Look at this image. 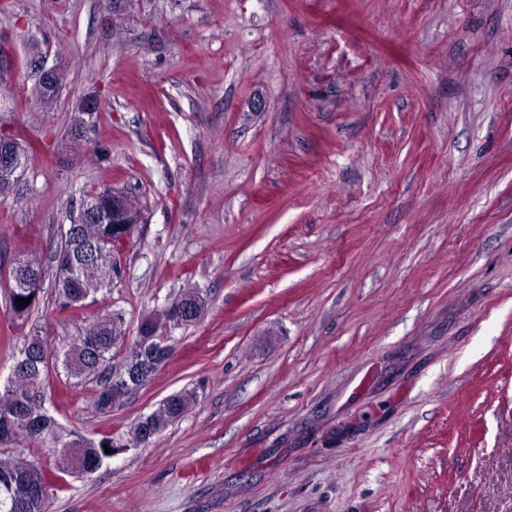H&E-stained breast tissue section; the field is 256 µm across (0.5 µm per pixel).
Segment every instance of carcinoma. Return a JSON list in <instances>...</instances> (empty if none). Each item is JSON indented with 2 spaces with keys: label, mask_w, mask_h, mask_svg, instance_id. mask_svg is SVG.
I'll list each match as a JSON object with an SVG mask.
<instances>
[{
  "label": "carcinoma",
  "mask_w": 512,
  "mask_h": 512,
  "mask_svg": "<svg viewBox=\"0 0 512 512\" xmlns=\"http://www.w3.org/2000/svg\"><path fill=\"white\" fill-rule=\"evenodd\" d=\"M82 203L112 214V189L105 188L90 193ZM135 225L83 224L76 237L65 238L64 246L51 253L54 288L59 311L82 307L101 292L97 288L98 267L88 262L93 251L102 246L110 253L103 263L120 274L118 247L132 239ZM8 298L6 308L15 319H27L39 306L45 280L44 265L35 257L14 260L7 272ZM199 289H186L181 297L165 309L144 314L139 321L136 335L127 336L124 319L119 312H107L92 320L82 335L66 349L50 347L47 339L37 333L29 336L20 353H30L31 343H43L40 354L51 358V363L34 361L25 371L11 370L7 383L0 387V512H49L48 500L38 490L53 482L57 474L86 475V471L99 468L112 458L119 448H137L149 444L169 426L181 419L194 402L196 395L181 391L163 399L148 415L142 417L125 436H104L98 440L79 437L61 442L60 427L35 389L43 375L57 365H62L70 375L94 384L93 405L96 410L112 411L122 400L144 386L171 356L167 344L168 332L186 327L195 320L179 314L186 305L185 298ZM29 300L27 304L19 299ZM62 443L56 450L54 469H44L33 462L13 457L7 449L26 441ZM111 449L107 454L104 448ZM25 487L30 495L22 502L15 498L16 489Z\"/></svg>",
  "instance_id": "carcinoma-1"
}]
</instances>
